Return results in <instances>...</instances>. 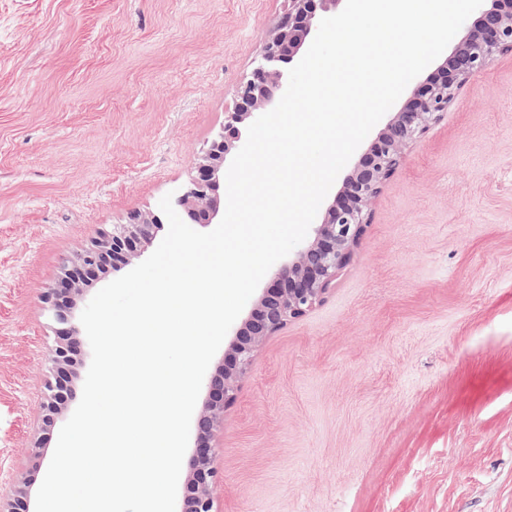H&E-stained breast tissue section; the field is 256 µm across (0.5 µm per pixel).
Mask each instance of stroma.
Segmentation results:
<instances>
[{
    "label": "stroma",
    "mask_w": 512,
    "mask_h": 512,
    "mask_svg": "<svg viewBox=\"0 0 512 512\" xmlns=\"http://www.w3.org/2000/svg\"><path fill=\"white\" fill-rule=\"evenodd\" d=\"M287 7L0 0V512L56 446L43 293L190 181ZM214 444L213 512H512V55L408 149Z\"/></svg>",
    "instance_id": "35a3bbf8"
}]
</instances>
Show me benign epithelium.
<instances>
[{"mask_svg": "<svg viewBox=\"0 0 512 512\" xmlns=\"http://www.w3.org/2000/svg\"><path fill=\"white\" fill-rule=\"evenodd\" d=\"M338 0H288V9L280 26L268 38L253 76L238 85L234 105L224 113L222 131L212 139L224 155L243 146L240 130L273 109L288 84V69L283 61H293L304 44L317 30L318 21L336 8ZM475 18L459 33L454 48L436 71L435 77L418 87L385 129L372 140L353 165L342 188L325 208L321 224L312 238L301 242L287 264L275 269L263 297L274 296L277 304L269 308L256 303L224 353V364L207 379L208 400L199 414L195 448L190 459L186 495L193 503L192 512H212V494L217 481L214 466L216 449L213 438L216 426L224 418V409L233 403L239 383L264 340L289 321L303 316L323 301L338 274L351 261L354 248L365 232V215L383 183L394 173L409 145L422 137L443 112L466 79L484 69L496 54L512 53V0H483L474 11ZM219 176L206 158L196 165L190 192L181 205L192 210L209 209L206 223L217 222L220 207L210 206V189ZM148 218L135 215L128 224H119L105 233L100 243L82 250L74 259L81 270L91 271L94 264L87 256L101 250L106 243L121 253L130 264L140 250L130 251L137 241H149ZM71 295L70 284L60 283L44 296V303L56 323L54 344L47 356L54 369L65 363L69 337L82 345L84 328L79 319L61 302Z\"/></svg>", "mask_w": 512, "mask_h": 512, "instance_id": "obj_1", "label": "benign epithelium"}]
</instances>
